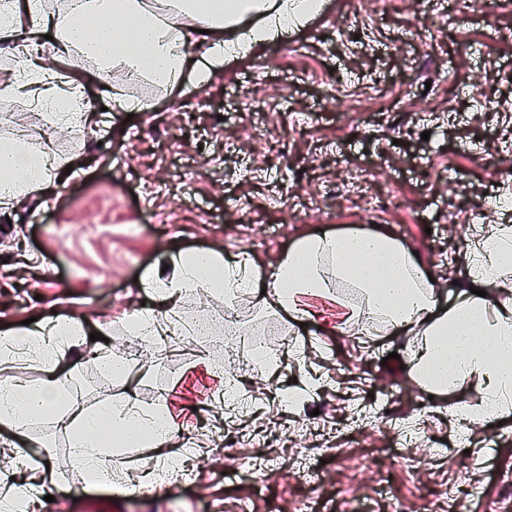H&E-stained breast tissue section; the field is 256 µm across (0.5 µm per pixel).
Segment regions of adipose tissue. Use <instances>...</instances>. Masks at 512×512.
Segmentation results:
<instances>
[{
	"label": "adipose tissue",
	"instance_id": "adipose-tissue-1",
	"mask_svg": "<svg viewBox=\"0 0 512 512\" xmlns=\"http://www.w3.org/2000/svg\"><path fill=\"white\" fill-rule=\"evenodd\" d=\"M323 0H71L64 13L47 15L41 0H9L0 12V42L39 44L53 30L49 57L23 54L10 84L0 87V99L24 100L44 111L54 129L74 124L93 126L97 115L81 100L69 98L60 81L61 68L75 70L93 59L92 75L119 111L136 112L113 72L148 77L164 87L177 85L187 71L197 83L209 82L229 55L246 54L301 27L319 13ZM67 163L50 151L11 139L0 142V169L10 171L0 182V205L18 204L48 194ZM469 290L450 307L429 272L389 234L350 230L310 235L298 240L263 277L248 254L226 258L216 251L188 254L170 272L146 270L142 287L161 290L163 301L190 295H219L228 300L265 289L272 308L305 315L307 296L337 297L353 288L363 297L361 307H348L335 324L344 330L358 322L361 333L405 331L422 339L411 356L417 379L434 389L460 388L478 382L480 400L456 409L460 420L477 422L492 414L512 413V225H499L492 236L470 248ZM492 288L507 294L494 302L483 293ZM77 320L60 316L49 325L16 331L0 330V364L10 363L25 347L40 374L37 383L0 378V427L22 439L32 416L54 419L70 415L71 466L88 472L94 485L111 486L110 447L100 443L90 418L99 413L127 429V445L152 453L171 437L165 416L134 419L132 401L120 399L96 411L75 407L76 388L64 359L70 344L83 336Z\"/></svg>",
	"mask_w": 512,
	"mask_h": 512
}]
</instances>
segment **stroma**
Wrapping results in <instances>:
<instances>
[{
	"label": "stroma",
	"instance_id": "obj_1",
	"mask_svg": "<svg viewBox=\"0 0 512 512\" xmlns=\"http://www.w3.org/2000/svg\"><path fill=\"white\" fill-rule=\"evenodd\" d=\"M449 12L462 23L445 25ZM112 79L146 110H104L92 86L102 112L83 135L50 132L44 113L19 104L0 124V140L48 143L74 161L62 186L32 206H0L1 329L60 313L117 346L147 297L136 282L146 269L218 250L249 253L269 274L301 237L350 228L383 229L416 251L447 307L466 282L464 241L512 225V210L492 206L512 198V0H483L477 10L466 0H325L302 27L228 59L202 88L188 77L171 89L119 72ZM334 91L365 111L327 108ZM253 128L259 136L247 137ZM360 166L385 173L382 208L367 210L353 191ZM304 304L313 316L303 324L250 298L238 303L239 320L272 346L294 338L272 381L238 370L266 395L236 422L241 453L265 469L267 492L252 512H297L308 492L326 512H385L364 461L391 447L392 426L354 420L335 431L376 391L391 392L394 424L418 429L412 450L431 460L422 470L390 460L392 495L418 512L424 492L474 483L481 499H463L457 512H512L500 482L512 476V417L460 432L449 409L476 399V384L430 392L411 376L414 337L362 336L354 325L338 333L321 320L336 303ZM86 350L78 342L69 351L79 406L128 390L144 406L161 404L172 447H199L198 467L190 484L147 497L97 487L75 498L62 489L84 481L69 464L68 429L33 418L27 433L59 481L41 512H237L250 487L226 482L214 463L218 443L197 432L199 409L224 387L214 368L221 348L179 347L125 382L86 363ZM308 377L316 385L303 405L280 402L281 390ZM307 456L325 464L304 486L294 472Z\"/></svg>",
	"mask_w": 512,
	"mask_h": 512
}]
</instances>
